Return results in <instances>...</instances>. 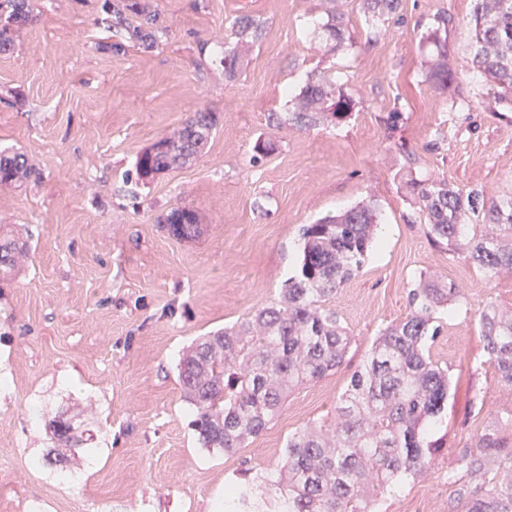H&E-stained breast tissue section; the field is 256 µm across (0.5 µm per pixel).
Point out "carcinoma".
<instances>
[{
  "instance_id": "cac0c4a2",
  "label": "carcinoma",
  "mask_w": 512,
  "mask_h": 512,
  "mask_svg": "<svg viewBox=\"0 0 512 512\" xmlns=\"http://www.w3.org/2000/svg\"><path fill=\"white\" fill-rule=\"evenodd\" d=\"M400 0H363L364 12L380 19L398 12ZM324 30L339 50L346 41L344 13L327 12ZM31 18L30 0H0V53L11 50L15 26ZM159 17L144 14L135 25L112 17L108 5L97 24L126 28L146 42ZM238 38H258L260 23L238 17ZM472 68L512 104V0H476L471 24ZM431 77L443 90L453 83L448 39L436 40ZM353 102L324 72L289 100L288 123L299 127L334 124ZM212 114L196 112L172 136L144 149L136 175L147 179L180 168L203 151L213 130ZM24 155L0 153V185L32 177ZM420 201L429 237L466 254L495 276L512 271V193L487 197L437 179L410 183ZM162 222L175 237L200 234L195 213L171 211ZM378 224L374 204L359 203L301 228L303 256L277 299L238 324L202 337L180 362L183 397L193 409L192 427L200 447L234 453L261 434L296 387L319 380L344 361L347 328L327 304L361 271ZM20 238L0 234V278L26 256ZM461 300L451 283L421 277L409 291L406 317L384 328L326 421L288 437L282 465L274 474L238 477L224 487V512H375L378 498L401 481L424 473L442 450L430 427L448 404V370L432 360L429 346L441 335L437 317ZM489 362L499 380L512 386V311L488 306L480 317ZM501 422L487 428L457 456V467L477 481L459 490L458 512H512V454L495 458L502 447ZM46 460L60 474L71 472L76 456L88 452L94 436L63 415L46 422Z\"/></svg>"
}]
</instances>
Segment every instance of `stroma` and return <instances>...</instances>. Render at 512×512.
Instances as JSON below:
<instances>
[{"label": "stroma", "mask_w": 512, "mask_h": 512, "mask_svg": "<svg viewBox=\"0 0 512 512\" xmlns=\"http://www.w3.org/2000/svg\"><path fill=\"white\" fill-rule=\"evenodd\" d=\"M127 22L160 17L153 41L97 25L103 4ZM476 0H402L377 20L344 0L348 40L325 43L322 0H34L32 19L0 54V152H23L36 177L0 186V226L31 244L0 279V512H212L240 471H276L289 435L332 416L371 345L410 310L424 276L461 288L430 348L447 368L448 407L432 429L444 444L429 471L384 494L378 512H453L468 478L456 458L512 415V386L487 361L479 318L512 307V273L487 276L435 244L411 178L498 197L512 192V109L470 68ZM448 13V68L429 79L434 18ZM261 34L224 73L236 17ZM333 73L350 115L309 129L270 127L311 74ZM216 126L190 164L142 181L138 154L196 112ZM399 113L389 126V113ZM272 143L266 156L255 145ZM374 200L380 224L360 274L331 303L351 335L336 371L291 393L278 418L235 453L200 448L179 385L182 354L201 336L273 301L296 274L301 225ZM193 210L198 238L162 220ZM70 373L72 387L59 384ZM48 412L92 403L96 465L78 484L41 459Z\"/></svg>", "instance_id": "35a3bbf8"}]
</instances>
